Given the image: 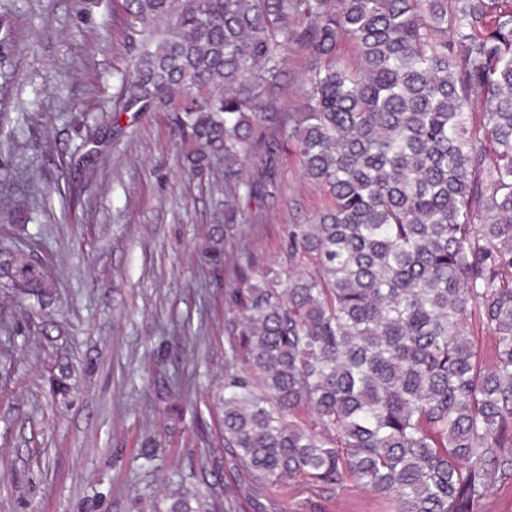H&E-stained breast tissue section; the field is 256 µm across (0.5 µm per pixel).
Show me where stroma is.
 Returning a JSON list of instances; mask_svg holds the SVG:
<instances>
[{"label": "stroma", "instance_id": "35a3bbf8", "mask_svg": "<svg viewBox=\"0 0 512 512\" xmlns=\"http://www.w3.org/2000/svg\"><path fill=\"white\" fill-rule=\"evenodd\" d=\"M0 154L31 177L25 222L58 283L44 333L16 323L0 288V512H168L184 496L224 503V288L200 244L224 206V168L182 171L171 114L122 111L113 73L140 37L123 0H0ZM97 159H81L83 137ZM272 209L238 237L257 273L280 265L284 228L325 206L297 158L280 161ZM319 502V501H318ZM320 512H394L351 483Z\"/></svg>", "mask_w": 512, "mask_h": 512}]
</instances>
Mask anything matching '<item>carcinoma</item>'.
<instances>
[{
    "mask_svg": "<svg viewBox=\"0 0 512 512\" xmlns=\"http://www.w3.org/2000/svg\"><path fill=\"white\" fill-rule=\"evenodd\" d=\"M167 20L119 76L123 111L165 108L198 178L224 162L202 249L220 269L293 148L327 205L285 228L288 277L243 254L224 289V512L251 491L349 482L395 512H478L512 480V0H125ZM350 43L355 56L342 60ZM305 103L282 106L288 49ZM0 286L50 302L34 250L0 235ZM494 336L480 362L473 324Z\"/></svg>",
    "mask_w": 512,
    "mask_h": 512,
    "instance_id": "obj_1",
    "label": "carcinoma"
}]
</instances>
